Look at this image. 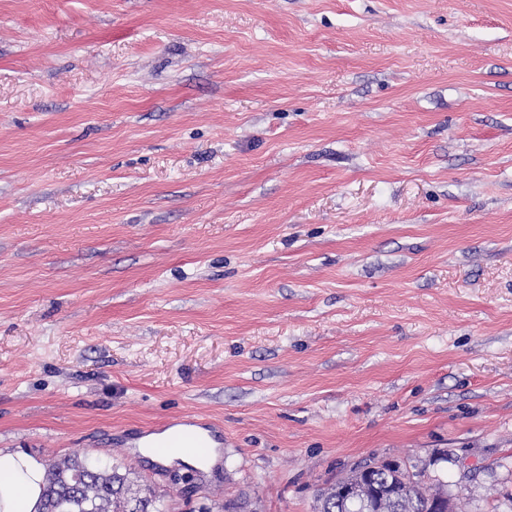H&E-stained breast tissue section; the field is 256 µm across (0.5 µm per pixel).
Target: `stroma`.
<instances>
[{
	"label": "stroma",
	"mask_w": 512,
	"mask_h": 512,
	"mask_svg": "<svg viewBox=\"0 0 512 512\" xmlns=\"http://www.w3.org/2000/svg\"><path fill=\"white\" fill-rule=\"evenodd\" d=\"M187 414L212 473L130 448ZM0 448L512 512V0H0ZM365 459L351 474L321 490L317 496L318 512H449L448 495L431 490L422 472L406 474L397 460ZM350 486L347 493L340 488ZM388 488L385 489L386 486ZM384 491V493H383ZM442 499L445 510L437 511L435 502Z\"/></svg>",
	"instance_id": "stroma-1"
}]
</instances>
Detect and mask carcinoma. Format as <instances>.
I'll use <instances>...</instances> for the list:
<instances>
[{
    "label": "carcinoma",
    "instance_id": "carcinoma-1",
    "mask_svg": "<svg viewBox=\"0 0 512 512\" xmlns=\"http://www.w3.org/2000/svg\"><path fill=\"white\" fill-rule=\"evenodd\" d=\"M450 512L448 495L431 490L424 474L405 473L396 460H364L351 474L321 490L318 512H437L436 500ZM39 512H166L163 499L133 483L110 461L86 456L63 458L47 470Z\"/></svg>",
    "mask_w": 512,
    "mask_h": 512
}]
</instances>
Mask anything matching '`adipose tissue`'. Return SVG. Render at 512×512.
<instances>
[{"label":"adipose tissue","instance_id":"ef3b65f1","mask_svg":"<svg viewBox=\"0 0 512 512\" xmlns=\"http://www.w3.org/2000/svg\"><path fill=\"white\" fill-rule=\"evenodd\" d=\"M43 479L38 459L0 449V512H38Z\"/></svg>","mask_w":512,"mask_h":512}]
</instances>
